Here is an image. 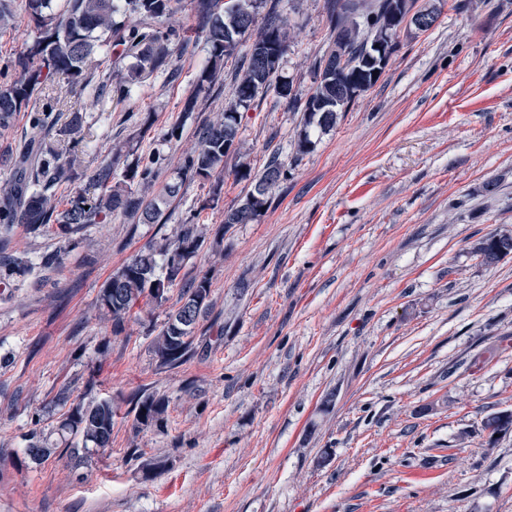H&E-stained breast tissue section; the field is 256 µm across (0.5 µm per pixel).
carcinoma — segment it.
I'll use <instances>...</instances> for the list:
<instances>
[{
	"label": "carcinoma",
	"instance_id": "obj_1",
	"mask_svg": "<svg viewBox=\"0 0 512 512\" xmlns=\"http://www.w3.org/2000/svg\"><path fill=\"white\" fill-rule=\"evenodd\" d=\"M182 0H25V11L37 36L25 57L0 72V130L13 127L17 115L29 116L24 140L5 156L12 176L0 183V252L7 249L13 229L23 224L31 232L54 229L71 239L90 224L118 215L135 214L143 224L162 222L160 206L149 198L166 157L158 150L144 154L134 150L115 156L72 192L59 208L57 190L76 178L74 164L84 140V113L75 110L60 122L55 101L58 94L80 91L99 102L124 101L133 87L168 66L169 44L177 40L188 47L191 36L167 22L181 8ZM198 28L206 35L209 60L195 90L184 103L185 115L195 111L198 96L215 85L224 62L237 60L233 96L206 124L199 146L183 155L165 186L175 198L187 180L209 183V198L217 204L224 190V161L243 157L239 129L255 99L274 91L289 107L303 113V128L295 142L300 158L313 148L311 130L336 126L357 96L372 88L384 67L377 61L382 44L387 54L400 45V34L416 0H328L330 37L327 48L313 64L318 79L315 90L302 96L281 71V61L265 60L243 37L257 28L254 38L288 52L289 28L279 9L280 0H190ZM102 59L89 66L92 56ZM64 75L67 86L56 87L53 78ZM237 175L250 181L238 204L224 210V227L249 224L269 206L273 191L288 177V165L274 154L263 170L252 173L250 163L238 162ZM205 242V228L191 214L178 225L173 238L150 243L130 255L112 274L97 298L98 307L112 319V333H120L139 303L161 305L182 269ZM482 263L492 265L512 254V231L494 230L471 247ZM27 265L18 258L0 256V284L23 276ZM212 283L198 275L182 286L180 306L170 312L152 341V351L162 366L179 364L187 354L196 325L208 310ZM57 400L68 407L51 429L32 420L25 453L41 465L59 449L69 452L79 465L93 453L111 447L114 410L108 399H91L68 405V396ZM168 400L153 393L135 402L134 422L161 427L166 421ZM490 432L488 447L497 437L512 433V416L502 419L494 412L484 417Z\"/></svg>",
	"mask_w": 512,
	"mask_h": 512
}]
</instances>
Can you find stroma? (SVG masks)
<instances>
[{
  "instance_id": "35a3bbf8",
  "label": "stroma",
  "mask_w": 512,
  "mask_h": 512,
  "mask_svg": "<svg viewBox=\"0 0 512 512\" xmlns=\"http://www.w3.org/2000/svg\"><path fill=\"white\" fill-rule=\"evenodd\" d=\"M281 10L282 72L306 94L328 45L325 0ZM35 37L16 10L0 64ZM207 58L204 37L175 42L177 79L154 73L120 104L60 99L86 117L84 167L133 144L176 166L232 95L230 61L183 118ZM180 120L181 140L164 142ZM300 128L271 93L244 114L253 171L275 152L288 164L253 223L223 226L250 187L230 161L217 206L189 181L163 224L116 217L71 244L17 226L8 251L28 270L0 285V512H512V433L491 449L481 427L512 410V256L487 266L470 251L512 230V0H440L434 26L402 37L377 83L298 159ZM191 210L211 236L181 276L207 274L213 305L168 368L151 341L179 288L117 335L97 296ZM56 250L62 264L43 269ZM64 388L74 403L111 399L112 446L77 469L64 455L34 465L31 417L54 425ZM143 392L167 397L164 427L135 428ZM158 458L166 468L146 473Z\"/></svg>"
}]
</instances>
